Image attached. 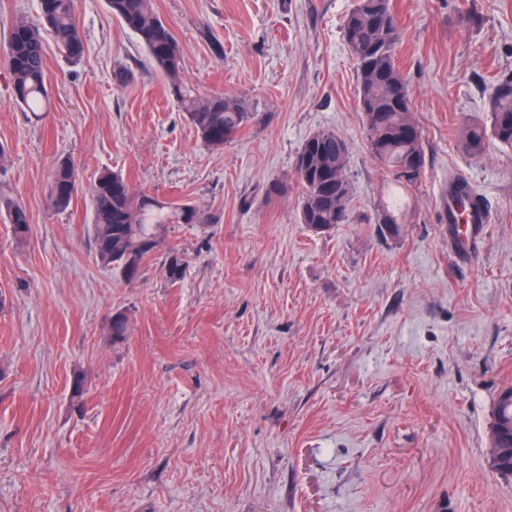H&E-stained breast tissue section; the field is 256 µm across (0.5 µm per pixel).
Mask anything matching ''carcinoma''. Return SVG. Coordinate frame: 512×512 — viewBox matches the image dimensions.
Masks as SVG:
<instances>
[{"mask_svg": "<svg viewBox=\"0 0 512 512\" xmlns=\"http://www.w3.org/2000/svg\"><path fill=\"white\" fill-rule=\"evenodd\" d=\"M117 17L145 47L168 77L174 96L187 112L203 142L220 148L234 138L249 119L239 100L222 94L200 98L180 82L183 49L153 7V0H106ZM42 23L18 20L7 44L11 53L0 59L12 79L16 101L31 112L40 110L46 97L44 36L47 32L73 62L81 60L84 42L74 17V0H40ZM344 35L356 62L360 106L364 113L371 156L390 178L391 193L377 214V223L388 232L397 230L407 210L406 197L418 184L425 164L422 132L412 116L408 84L395 64L401 39L390 0H356L344 24ZM494 140L512 148V80L499 83L491 101V123H471L461 135L464 149L473 156L484 153ZM348 144L336 132L323 130L302 145L296 163L301 187V223L315 231L330 230L348 218L347 208L336 211V198L350 199L351 184L345 173ZM412 166L417 175L404 179L400 170ZM55 209L65 210L77 191L74 166L58 161L50 172ZM93 207L94 240L99 260L121 268L129 281L139 272L143 257L158 240L163 224H192L196 209L188 204L169 206L154 198L136 197L118 173L101 171L86 187ZM9 223L19 237L28 230L27 211L18 204L8 207ZM185 265L172 256L165 277L183 278ZM488 435L499 448H512V387L500 392L489 421Z\"/></svg>", "mask_w": 512, "mask_h": 512, "instance_id": "1", "label": "carcinoma"}]
</instances>
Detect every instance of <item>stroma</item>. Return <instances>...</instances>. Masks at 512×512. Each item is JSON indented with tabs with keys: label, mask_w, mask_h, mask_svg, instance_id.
<instances>
[{
	"label": "stroma",
	"mask_w": 512,
	"mask_h": 512,
	"mask_svg": "<svg viewBox=\"0 0 512 512\" xmlns=\"http://www.w3.org/2000/svg\"><path fill=\"white\" fill-rule=\"evenodd\" d=\"M354 4L153 0L183 86L250 114L220 149L105 0H74L80 61L45 36L42 118L0 68V512H512V476L487 462L512 385V149L460 142L512 79V0H391L426 159L395 235L376 221L388 179L343 32ZM322 130L349 145L353 195L316 232L296 160ZM60 159L79 186L63 211ZM105 168L197 211L131 281L96 254L85 188ZM460 174L493 214L463 261L443 205ZM51 198L55 209L66 210L77 191L74 166L67 159L59 160L50 172Z\"/></svg>",
	"instance_id": "1"
}]
</instances>
